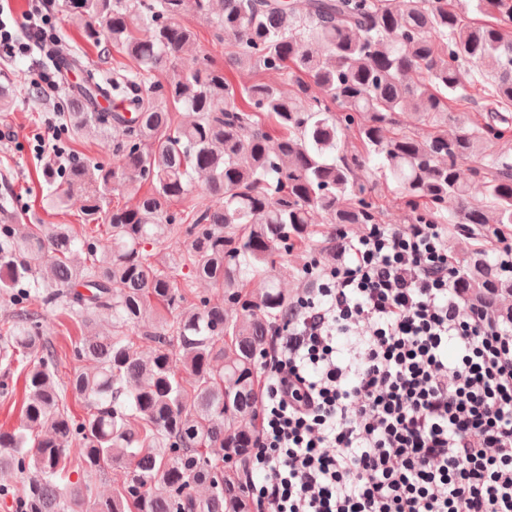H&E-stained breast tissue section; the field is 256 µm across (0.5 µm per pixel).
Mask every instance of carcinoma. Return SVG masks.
<instances>
[{"instance_id":"1","label":"carcinoma","mask_w":512,"mask_h":512,"mask_svg":"<svg viewBox=\"0 0 512 512\" xmlns=\"http://www.w3.org/2000/svg\"><path fill=\"white\" fill-rule=\"evenodd\" d=\"M470 3L64 0L103 57L115 47L131 64L113 68L115 110L94 106L90 66L68 100L75 126L115 134L113 161L64 173L111 249L69 224H0V293L17 306L0 362L24 372V430L0 431V471L15 473L21 512H251L224 467L245 462L256 358L287 301L277 259L322 224L382 223L375 195L409 224L468 225L475 241L512 230V0ZM189 7L230 41L224 67L198 53ZM186 54L194 67L144 82ZM228 68L292 90L235 88ZM494 142L506 148L485 157ZM114 185L127 202L112 204ZM58 304L80 330L112 319L75 342L82 366L66 381L42 332ZM66 391L89 404L83 418ZM106 467L116 478L101 500L93 475Z\"/></svg>"}]
</instances>
